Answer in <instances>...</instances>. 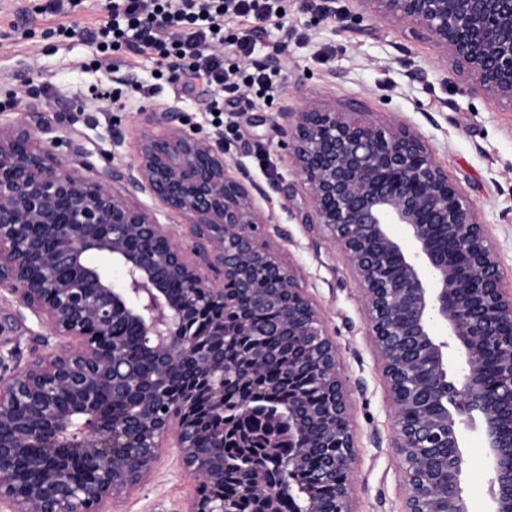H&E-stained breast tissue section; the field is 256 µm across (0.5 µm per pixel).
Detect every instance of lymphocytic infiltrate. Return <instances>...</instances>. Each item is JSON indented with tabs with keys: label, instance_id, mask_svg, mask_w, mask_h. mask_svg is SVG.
Returning <instances> with one entry per match:
<instances>
[{
	"label": "lymphocytic infiltrate",
	"instance_id": "lymphocytic-infiltrate-1",
	"mask_svg": "<svg viewBox=\"0 0 512 512\" xmlns=\"http://www.w3.org/2000/svg\"><path fill=\"white\" fill-rule=\"evenodd\" d=\"M280 0H112L106 20L87 31L86 39L102 55L128 46L135 53H153L158 66L173 78L191 72L214 87L207 109L223 112L219 93L232 74L224 68L226 16H280Z\"/></svg>",
	"mask_w": 512,
	"mask_h": 512
}]
</instances>
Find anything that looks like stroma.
<instances>
[{
	"mask_svg": "<svg viewBox=\"0 0 512 512\" xmlns=\"http://www.w3.org/2000/svg\"><path fill=\"white\" fill-rule=\"evenodd\" d=\"M110 0H78L61 13L43 12L46 0H0V125L25 129L32 112L52 127L49 148L68 168L86 173L121 168L138 156L139 137L161 133L149 112L165 106L181 113L187 127L213 132L206 106L211 92L195 80L191 94L159 75L144 55L116 52L111 68L98 66L86 29L107 15ZM282 19L260 22L228 17L224 35L252 34L255 51L241 60L227 48L225 66L241 75L272 72L266 87L224 88V158L230 176L263 186V210L277 233L270 243L301 269L300 286L318 304L339 350L349 389L354 436V512H401L405 490L390 447L388 389L369 336L360 285L340 250L302 224L294 198L292 159L282 145L283 107L327 101L357 104L370 119L403 124L418 132L437 162L473 199L496 243L500 267L512 282V106L473 95L448 60L409 28L378 19L362 0H283ZM75 24L73 37L59 36ZM107 82L113 100H95L90 86ZM122 135L113 146V132ZM41 329L31 315L17 317L0 302V358L8 369L23 366L42 349ZM178 451L162 449L154 475L126 497L105 502L102 512H183L193 480L177 466ZM464 495L471 512H484L489 472L483 442L466 444Z\"/></svg>",
	"mask_w": 512,
	"mask_h": 512,
	"instance_id": "obj_1",
	"label": "stroma"
}]
</instances>
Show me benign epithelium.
I'll use <instances>...</instances> for the list:
<instances>
[{
    "label": "benign epithelium",
    "mask_w": 512,
    "mask_h": 512,
    "mask_svg": "<svg viewBox=\"0 0 512 512\" xmlns=\"http://www.w3.org/2000/svg\"><path fill=\"white\" fill-rule=\"evenodd\" d=\"M364 2L451 59L470 92L512 104V0ZM357 113L352 104L291 110L283 144L309 197L301 223L341 250L361 285L388 385L402 512H468L472 432L486 445V512H512V283L478 208L422 138ZM155 118L166 132L143 137L136 161L92 176L42 147L52 128L41 121L0 126V299L12 296L17 315L28 311L46 330L43 351L0 376V512H99L148 481L163 448L179 450L196 482L183 512H224L213 493L224 481V431L199 433L194 421L224 410V347L260 335V313L297 342L316 337L326 364L290 371L328 386L330 433L347 456H326L296 487L283 476L302 453L284 459L272 446L247 495L265 512L285 496L291 512H311L301 492L334 483L337 512H352L347 384L298 267L261 235L271 218L257 198L267 193L228 175L224 138L187 133L165 108ZM137 192L194 225L196 260L154 211L130 201ZM132 335L143 340L146 372L126 354ZM177 377L187 386L174 396ZM288 445L320 447L314 433L292 429Z\"/></svg>",
    "instance_id": "7a95c632"
}]
</instances>
